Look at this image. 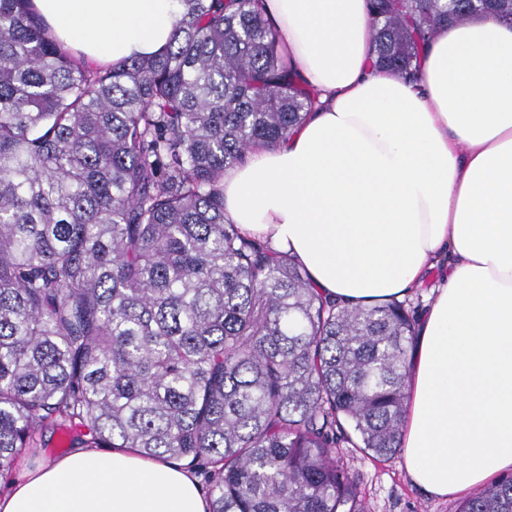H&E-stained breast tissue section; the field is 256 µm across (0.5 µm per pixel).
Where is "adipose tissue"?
Wrapping results in <instances>:
<instances>
[{
	"instance_id": "obj_1",
	"label": "adipose tissue",
	"mask_w": 512,
	"mask_h": 512,
	"mask_svg": "<svg viewBox=\"0 0 512 512\" xmlns=\"http://www.w3.org/2000/svg\"><path fill=\"white\" fill-rule=\"evenodd\" d=\"M88 62L162 52L181 0H33ZM318 103L224 177V209L366 306L441 283L410 360L409 479L447 499L512 472V24L438 29L417 81L373 68L368 0H260ZM200 477L131 448H80L0 489V512H209Z\"/></svg>"
}]
</instances>
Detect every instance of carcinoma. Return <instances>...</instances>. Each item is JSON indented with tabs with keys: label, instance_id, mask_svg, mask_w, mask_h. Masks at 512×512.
Instances as JSON below:
<instances>
[{
	"label": "carcinoma",
	"instance_id": "carcinoma-1",
	"mask_svg": "<svg viewBox=\"0 0 512 512\" xmlns=\"http://www.w3.org/2000/svg\"><path fill=\"white\" fill-rule=\"evenodd\" d=\"M259 0H184L169 50L90 67L0 0V473L53 422L208 474L210 512H364L339 448L401 451L415 327L326 300L224 212V174L306 119ZM408 80L512 0H369ZM459 512H512V477Z\"/></svg>",
	"mask_w": 512,
	"mask_h": 512
}]
</instances>
